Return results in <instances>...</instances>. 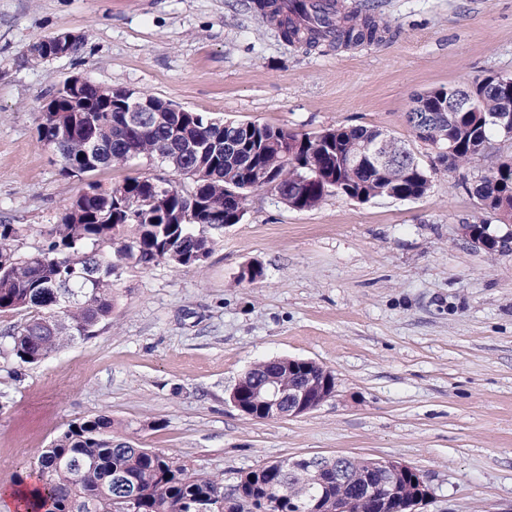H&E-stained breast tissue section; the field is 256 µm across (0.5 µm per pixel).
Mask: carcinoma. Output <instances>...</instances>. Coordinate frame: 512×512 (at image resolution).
<instances>
[{"instance_id":"1","label":"carcinoma","mask_w":512,"mask_h":512,"mask_svg":"<svg viewBox=\"0 0 512 512\" xmlns=\"http://www.w3.org/2000/svg\"><path fill=\"white\" fill-rule=\"evenodd\" d=\"M251 8L276 21L284 41L309 49L327 42L332 46L371 43L384 31L380 18L361 12L338 15L330 22L308 14L298 3L295 10L305 18L300 25L281 11L277 0H251ZM68 106L72 111L65 114L40 113L37 135L40 143L48 145L51 130L63 116L74 118L80 128L87 127L86 135L71 136L55 145L60 157L71 163L64 171L82 179L87 173L95 177L135 157L155 158L165 144L167 166L179 176L188 178L191 167L205 170V178L192 181L189 189L169 181L172 206L183 207L191 197L196 202L222 206L226 187L240 189L236 206L223 210L225 224L240 223L236 211L245 208L251 192L243 185L244 164L251 151L257 166L273 174L277 180L274 191L289 207L299 202L302 209H312L327 196L318 182L300 198L297 186L304 169L278 149L254 145L241 154L226 152L217 159L209 149L202 153L194 150L209 140H224V130L217 126L203 122L186 130L179 144L170 145L173 118L166 112L159 113L160 119L153 121L148 132L130 136L112 125V109L118 104L96 86H90L79 101L61 102L60 109ZM501 106L502 95L487 92L480 97L476 111L496 112ZM492 132V127L479 123L477 115H463L435 124L424 141L433 146L455 141V152L448 158V166L455 167L481 156ZM379 133L375 127L336 128L332 143L324 141L318 146L310 137L309 148L323 170L336 173L344 196L353 198L359 192L371 199L425 196L431 181L419 165L403 161L383 174L358 163ZM497 168V174L482 178L480 190L498 221L512 224V162L505 160ZM112 191L97 179L85 184L58 223L51 225L47 248L37 254L21 253L19 229L0 224V314L25 313L24 321L10 333L11 351L19 362L37 365L61 346L92 335L93 329L112 314L114 275L123 265L132 262L149 267L166 262L197 269L212 252L215 240L203 224H164L145 210L140 212V223L124 222L121 212H112ZM91 265L100 271L89 279L84 273ZM286 363L288 358L282 357L276 365L262 362L250 368L241 378L242 401L258 408L263 399L259 388L274 371L285 388L304 383L311 375L333 377L324 367L313 368L310 375H290L282 369ZM77 454L93 459V464L79 473L58 464L60 459ZM116 471L137 487V512H188L190 503L212 497L225 501L226 507L220 512H306L291 495L299 489L298 479L276 461L242 475L226 497L223 480L196 474L161 451L141 448L132 438L116 435L114 422L106 415L68 424L41 453L35 467L19 480V485L31 488L24 512H72L70 502L75 500L89 502L91 512H113L109 478ZM326 480L329 493L345 498L356 495L355 484L336 483V472H327Z\"/></svg>"}]
</instances>
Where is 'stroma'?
Listing matches in <instances>:
<instances>
[{"mask_svg":"<svg viewBox=\"0 0 512 512\" xmlns=\"http://www.w3.org/2000/svg\"><path fill=\"white\" fill-rule=\"evenodd\" d=\"M383 38L306 50L243 0H0V224L23 253L46 246L82 189L37 140L49 92L79 75L220 120L316 134L375 126L407 144L431 188L418 200L329 195L295 210L251 192L202 265L118 271L110 320L36 366L0 316V488H12L74 421L118 433L223 479L286 458H389L417 469L419 512H512V250L487 253L465 225H506L474 188L512 140L449 169L415 137L412 99L512 75V0H378ZM80 36L50 60L33 43ZM262 266L255 282L248 264ZM288 356L333 371L336 393L295 417L242 414L230 394L256 362Z\"/></svg>","mask_w":512,"mask_h":512,"instance_id":"35a3bbf8","label":"stroma"}]
</instances>
